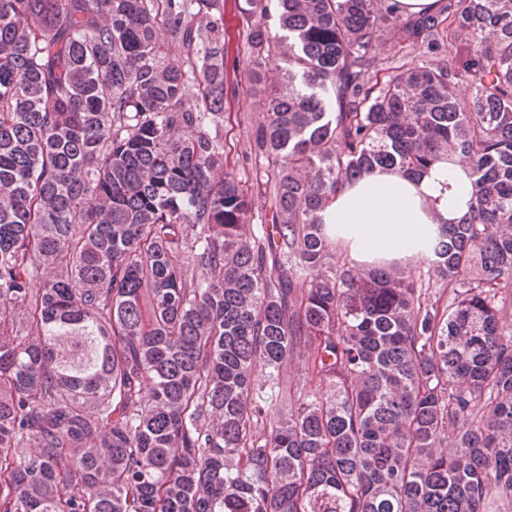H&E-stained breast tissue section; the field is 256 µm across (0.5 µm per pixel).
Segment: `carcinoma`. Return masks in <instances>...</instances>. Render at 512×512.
Instances as JSON below:
<instances>
[{
	"label": "carcinoma",
	"mask_w": 512,
	"mask_h": 512,
	"mask_svg": "<svg viewBox=\"0 0 512 512\" xmlns=\"http://www.w3.org/2000/svg\"><path fill=\"white\" fill-rule=\"evenodd\" d=\"M238 17L250 188L224 0H0V512L512 505V0ZM390 28L421 64L383 67ZM457 155L432 277L343 258L339 190ZM233 0H227L224 11V27L226 39L230 49V83L228 98L224 99V140L226 148L231 147L232 154L237 162L238 176L242 180L249 179L251 184L252 168L255 167L254 159H246L241 156V151L248 148V141L252 134V127L248 123H238L236 116H243V112H252V116L258 118L259 112L254 109V91L247 79V72L252 68L250 58L244 54L240 47L245 41L246 33L236 15ZM236 59L235 73L231 69L233 60ZM230 116V119L228 117Z\"/></svg>",
	"instance_id": "obj_1"
}]
</instances>
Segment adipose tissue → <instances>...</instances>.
I'll return each instance as SVG.
<instances>
[{"instance_id":"adipose-tissue-1","label":"adipose tissue","mask_w":512,"mask_h":512,"mask_svg":"<svg viewBox=\"0 0 512 512\" xmlns=\"http://www.w3.org/2000/svg\"><path fill=\"white\" fill-rule=\"evenodd\" d=\"M468 164H439L418 178L375 170L338 192L322 212L327 231L359 264L423 254L437 225L468 210Z\"/></svg>"}]
</instances>
